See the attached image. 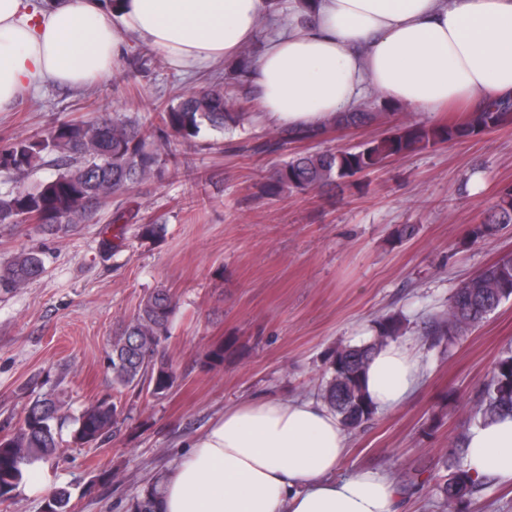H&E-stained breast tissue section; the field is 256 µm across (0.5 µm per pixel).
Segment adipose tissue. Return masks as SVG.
Segmentation results:
<instances>
[{
  "instance_id": "adipose-tissue-1",
  "label": "adipose tissue",
  "mask_w": 512,
  "mask_h": 512,
  "mask_svg": "<svg viewBox=\"0 0 512 512\" xmlns=\"http://www.w3.org/2000/svg\"><path fill=\"white\" fill-rule=\"evenodd\" d=\"M270 0H0V109L47 82L107 80L132 34L193 72L229 60L261 34ZM247 75L256 119L303 127L340 117L368 91L437 111L512 93V0H310L273 24ZM407 342L378 348L366 390L377 409L418 384ZM347 433L308 398L263 397L225 411L165 473L157 512H398L385 474L336 478ZM473 477L512 483V415L467 432Z\"/></svg>"
}]
</instances>
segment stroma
<instances>
[{
	"label": "stroma",
	"instance_id": "1",
	"mask_svg": "<svg viewBox=\"0 0 512 512\" xmlns=\"http://www.w3.org/2000/svg\"><path fill=\"white\" fill-rule=\"evenodd\" d=\"M156 52L135 40L106 81L20 91L0 112V138L38 135L54 120H88L97 110L145 122L156 106L224 73L220 63L192 75L167 62L158 67L150 61ZM365 105L380 113L378 122L335 128L290 151L344 150L406 121L465 116L404 106L391 112L374 92ZM270 131L255 122L224 132L202 127L181 148L201 183L170 171L147 185L137 199L140 215L163 231L153 241L129 236L111 258L98 250L106 213L63 237L0 224V261L29 249L44 252L47 266L39 280L0 292V435L17 427L31 395L53 390L66 401L55 455L27 468L0 512H42L58 489L69 493L72 512H129L132 498L225 409L266 395L317 396L327 353L368 341L376 319L394 313L420 353L421 381L397 408L349 432L336 476L424 469L429 482L403 493L399 512H440L437 461L474 425L483 383L512 349V300L452 345H432L427 331L463 280L512 252V226L476 244L466 240L468 227L512 187V124L393 158L352 187L274 198L259 185L275 158L243 149ZM405 224L416 225V235L396 241ZM157 287L178 302L163 342L178 383L159 397L116 390L106 361L113 333ZM227 336L238 338L243 353L209 368L205 353ZM107 397L124 412L111 441L75 444L76 418Z\"/></svg>",
	"mask_w": 512,
	"mask_h": 512
}]
</instances>
